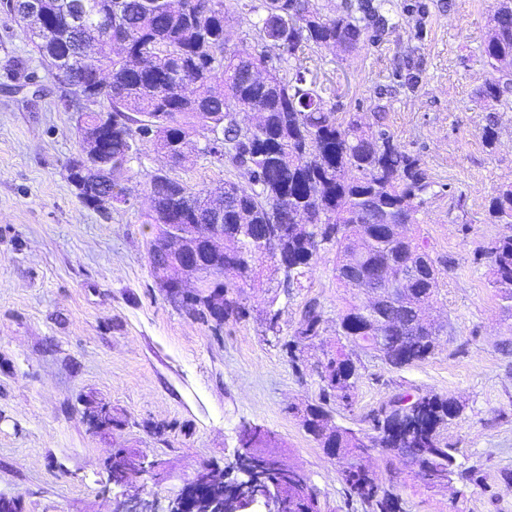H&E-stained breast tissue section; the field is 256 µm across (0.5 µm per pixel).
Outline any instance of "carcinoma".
I'll return each mask as SVG.
<instances>
[{
    "label": "carcinoma",
    "mask_w": 512,
    "mask_h": 512,
    "mask_svg": "<svg viewBox=\"0 0 512 512\" xmlns=\"http://www.w3.org/2000/svg\"><path fill=\"white\" fill-rule=\"evenodd\" d=\"M78 0H45L40 32L22 34L48 67L66 69L70 82L97 88L104 111L61 92L56 107L78 114V154L67 178L87 206L98 187L112 181L117 210L129 199L123 182L130 163L151 144L170 167L199 151L247 175L248 184L224 181L213 194L191 191L160 170L150 177L147 224L148 263L166 297L193 278L177 308L217 331L249 313L244 288L260 278L256 259L279 258L278 269L293 286L321 249L336 251V279L346 284L347 268L372 277L395 266L419 275L389 299L382 318L371 319L350 304L338 313L336 335L343 343L326 354L324 400L352 404L359 373L357 352L378 353L374 336L387 337L381 359L393 367L421 361L437 347L440 326L425 309L435 297L440 270L404 232L417 223L422 197L431 187L419 160L402 151L392 134L363 124L357 115L340 120L326 107L322 89L307 82L310 69L300 55L309 49H354L383 21L384 0H356L329 16L313 0H261L249 5L256 45H231L224 0H86L84 25L62 20ZM112 14V38L104 36L96 14ZM489 78L478 88L498 103L512 94V0H500L481 46ZM295 61L282 73L273 60ZM204 138L198 146L194 136ZM95 136L111 166L96 173L82 161L88 137ZM494 222L512 224V187L489 201ZM221 217L223 230L211 226ZM277 241L270 249L271 241ZM493 284L512 302V236L492 248ZM321 305L303 307L288 354L300 358L319 336ZM458 412L454 401L422 396L402 413L379 410L371 417L373 448L393 462L415 456L418 474L439 486L454 465L453 449L441 430ZM305 431L325 454L348 461L341 481L350 499L368 512H395L397 496L362 464L366 449L350 429L332 423L325 404L303 413ZM288 512H319L316 491L287 486Z\"/></svg>",
    "instance_id": "cac0c4a2"
}]
</instances>
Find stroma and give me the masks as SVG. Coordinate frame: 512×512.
Returning <instances> with one entry per match:
<instances>
[{
  "label": "stroma",
  "instance_id": "obj_1",
  "mask_svg": "<svg viewBox=\"0 0 512 512\" xmlns=\"http://www.w3.org/2000/svg\"><path fill=\"white\" fill-rule=\"evenodd\" d=\"M497 6L388 0L390 27L377 42L346 54L319 49L307 61L338 117L383 124L431 182L408 232L441 272L431 305L445 326L439 346L402 368L359 354L352 406L329 405L336 423L368 433L371 415L402 394L458 404L442 432L458 463L448 487L428 488L405 461L389 473L369 452L367 467L393 485L400 512H512V314L488 256L512 224L491 223L487 212L495 190L512 184V96L490 106L476 93L488 76L479 46ZM30 81L51 84L19 27L0 17V497L20 499L23 512H111L116 496L135 493L166 512L198 471L228 474L243 430L256 427L275 437L268 455L308 477L323 512H366L302 426L304 407L320 401L337 314L367 299L339 285L335 251H319L290 288L261 257L249 316L218 332L192 320L148 264L149 180L164 158L145 146L125 183L128 204L89 208L65 171L77 153L75 115L57 111L53 96L20 93ZM492 113L490 144L483 128ZM169 174L193 190L237 177L202 152ZM310 300L325 321L295 365L283 344ZM269 309L279 313L274 336ZM103 404L122 430L90 426ZM120 448L157 461L158 472L114 484L106 459Z\"/></svg>",
  "mask_w": 512,
  "mask_h": 512
}]
</instances>
